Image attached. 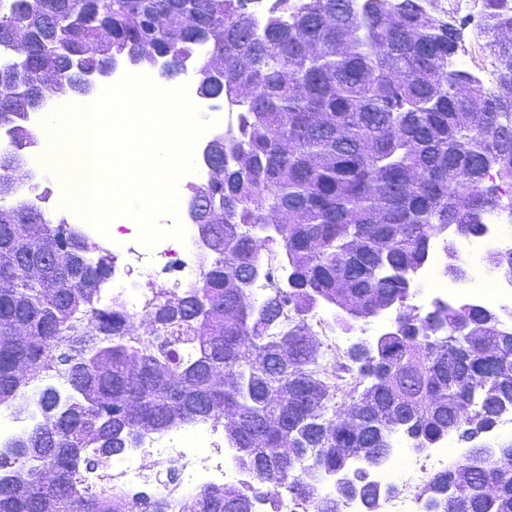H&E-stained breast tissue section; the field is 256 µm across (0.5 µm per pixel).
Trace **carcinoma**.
Masks as SVG:
<instances>
[{
  "mask_svg": "<svg viewBox=\"0 0 512 512\" xmlns=\"http://www.w3.org/2000/svg\"><path fill=\"white\" fill-rule=\"evenodd\" d=\"M242 2L13 0L0 10L1 47L19 30L33 34L28 58L0 68V128L17 148L34 142L18 77L43 97L67 74V89L86 94L74 68L93 47L119 64L160 55L166 76L194 57L199 92L243 108L237 131L210 140L213 180L187 198L211 203L206 223L224 235L192 287L158 297L144 336L132 317L100 306L112 255L89 257L94 244L47 222L38 194L0 192V405L27 401L42 417L35 431L53 427L69 440L48 459L25 434L0 452V475L22 473L0 484V512H169L163 496L128 504L77 474L189 421L224 423V439L271 494L342 512L346 488L321 494L304 480L307 458L334 473L353 456L382 462L397 432L416 448L451 434L469 441L512 407V329L500 312L438 305L422 315L409 304L411 276L432 251L479 232L489 211L512 212L501 192L512 187V96L489 95L470 71L448 66L459 29L424 0H303L290 17L262 19ZM481 25L500 88L512 92V66L502 64L512 59V0H486ZM270 242L287 259L288 288L258 303L248 272ZM484 260L512 269V248ZM322 302L347 330L396 312L370 353L350 346L336 366L338 378L372 379L361 391L317 366L307 313ZM285 319V333H268ZM57 365L71 394L24 392ZM341 394L356 409L350 426L337 418ZM46 467L64 489L44 488ZM483 476L500 487L490 502L472 493ZM356 486L376 512L377 485L362 475ZM450 491L463 512H512V453L490 464L472 447L429 480V512H441ZM224 500L255 512V496L223 486L183 508L222 512Z\"/></svg>",
  "mask_w": 512,
  "mask_h": 512,
  "instance_id": "1",
  "label": "carcinoma"
}]
</instances>
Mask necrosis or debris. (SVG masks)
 Wrapping results in <instances>:
<instances>
[{"instance_id":"1","label":"necrosis or debris","mask_w":512,"mask_h":512,"mask_svg":"<svg viewBox=\"0 0 512 512\" xmlns=\"http://www.w3.org/2000/svg\"><path fill=\"white\" fill-rule=\"evenodd\" d=\"M100 247L112 253L117 263L112 267V291L105 300L116 303L132 316L147 314L156 295V281L170 278L173 288L189 285L195 273L199 250L196 237L167 238L147 246L137 237H101ZM440 255H432L416 270L412 285L420 300L432 304L452 305L466 298L476 307L501 308L512 306V279L486 280L478 269H471L468 279L440 281L438 287L427 282L441 263ZM439 465L448 463V445L440 442L426 456H419L411 446L392 449L390 455L376 466L371 480L383 490L377 512H427L421 477L415 476L421 459ZM235 450L217 437L214 423H195L158 444L156 437H146L140 447L131 449L128 456L94 472L79 474L87 485L104 487L108 491L136 498L141 485L162 487L174 512L189 498L193 490L210 485H237L248 487L250 472L235 468ZM180 465L186 472L185 484H169L164 480L171 465Z\"/></svg>"}]
</instances>
